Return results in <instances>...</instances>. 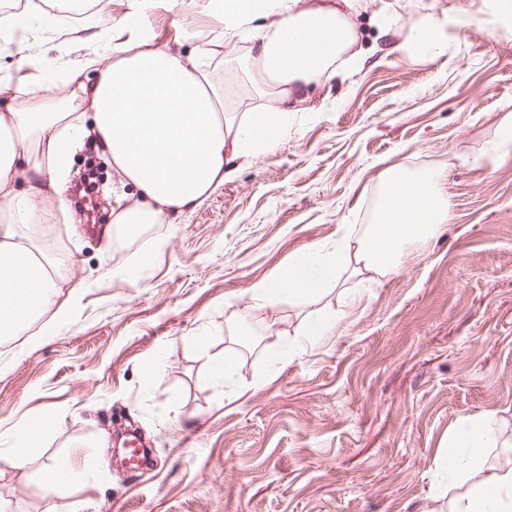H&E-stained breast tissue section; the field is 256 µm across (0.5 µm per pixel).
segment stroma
<instances>
[{"mask_svg":"<svg viewBox=\"0 0 512 512\" xmlns=\"http://www.w3.org/2000/svg\"><path fill=\"white\" fill-rule=\"evenodd\" d=\"M89 18L52 30L27 17L25 39L0 42V73L32 83L30 54L69 65L101 49L129 0H96ZM468 0L448 12L445 52L401 47L374 14L354 17L365 62L333 88H312L287 144L175 224L107 243L115 174L93 210L51 227L72 251L62 294L79 288L71 318L47 335L0 341V422L57 412L50 455L82 443L95 481L48 495L38 462L0 459L11 512H412L437 485L441 454L461 417L497 411L512 433V29L487 10L464 27ZM156 44H204L223 18L208 0H151ZM442 167L453 218L409 248L391 274L356 271L354 255L315 298L252 306L247 290L301 250L358 237L372 222L383 172ZM161 239L147 264L142 241ZM124 269L121 278L109 269ZM333 313L334 335L256 375L269 351ZM256 325L248 354L232 330ZM204 337V345L191 336ZM234 355L225 384L212 364ZM159 374H150L154 360ZM132 427L152 465L117 464L113 438Z\"/></svg>","mask_w":512,"mask_h":512,"instance_id":"35a3bbf8","label":"stroma"}]
</instances>
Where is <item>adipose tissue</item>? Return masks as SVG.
Returning a JSON list of instances; mask_svg holds the SVG:
<instances>
[{"instance_id":"ef3b65f1","label":"adipose tissue","mask_w":512,"mask_h":512,"mask_svg":"<svg viewBox=\"0 0 512 512\" xmlns=\"http://www.w3.org/2000/svg\"><path fill=\"white\" fill-rule=\"evenodd\" d=\"M148 0H131L119 22L120 39L63 69H48L35 85L13 89L0 109V337L17 336L44 313L68 317L61 287L73 263L66 250L40 243L45 226L65 221L66 177L87 136L103 145L121 184L133 193L117 197V227L173 224L236 174L234 164L277 151L289 123L303 111L311 85L346 77L348 53L358 41L352 23L366 0H221L224 28L189 54L156 45L143 24ZM445 16L427 4L404 38L422 52L439 53ZM242 42L248 86L216 83L224 44ZM64 91L55 97L53 88ZM262 98L243 114L226 100L243 89ZM331 315L312 322L304 340L272 350L257 377L277 372L303 343L334 334ZM59 424L48 413L22 419L12 432L10 454L18 465L41 459L38 480L50 493L96 478L81 449L44 458L42 441ZM456 454L442 471L467 468L479 448L498 445L497 418L489 411L461 418L448 439ZM449 512H512V465L491 480L471 484Z\"/></svg>"}]
</instances>
